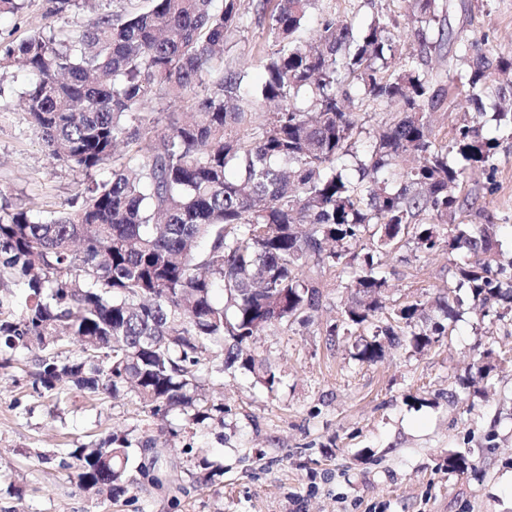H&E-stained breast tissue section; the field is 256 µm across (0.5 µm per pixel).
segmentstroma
Segmentation results:
<instances>
[{
  "label": "stroma",
  "mask_w": 512,
  "mask_h": 512,
  "mask_svg": "<svg viewBox=\"0 0 512 512\" xmlns=\"http://www.w3.org/2000/svg\"><path fill=\"white\" fill-rule=\"evenodd\" d=\"M45 0H26L0 16V46L27 38L43 23ZM364 23L376 13L397 23L402 53L414 50L406 32L409 0H316L305 35L314 37L323 12ZM447 21L455 35H488L494 49L512 53V0H450ZM266 25L251 24L234 38L231 62L252 82L271 50ZM28 83L15 67L0 79V205L58 209L81 190L74 165L54 159L18 105ZM474 115L466 93H448L444 111L431 116L438 140L449 141ZM496 138L495 192L483 216L457 214L456 222L500 224L499 258L512 264V129L486 126ZM388 309L421 301L428 319L440 314L434 299L455 285L459 259L438 249L415 258L412 245L383 256ZM340 269L325 270L320 308L309 322L272 326L248 343L270 358L274 390L236 369L212 373L196 396L223 403V426L193 424L179 410L153 415L133 392L88 401L65 390L60 402L37 397L28 372L34 353L18 351L0 368V512H512V330L476 313L470 300L455 308L450 333L424 350L388 348L382 361L355 356V337L332 336L349 295ZM491 350L490 383L474 380L478 349ZM132 442L154 441L137 457L159 477L110 500L84 492L74 470L37 459L108 432ZM224 466L215 485L193 483L195 455ZM465 455L467 471L448 470L449 455Z\"/></svg>",
  "instance_id": "1"
}]
</instances>
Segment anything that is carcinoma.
Returning <instances> with one entry per match:
<instances>
[{"label": "carcinoma", "instance_id": "cac0c4a2", "mask_svg": "<svg viewBox=\"0 0 512 512\" xmlns=\"http://www.w3.org/2000/svg\"><path fill=\"white\" fill-rule=\"evenodd\" d=\"M315 0H150L144 9L98 10L95 0H46L51 24L0 51V71L30 75L21 93L28 122L53 158L84 176L68 207L0 209V351H44L29 372L41 398L68 384L84 395L129 389L155 413L193 409V420L224 423V404L203 406L191 391L214 370L244 369L268 390L270 362L243 344L274 324L307 322L322 299L319 275L350 279L342 324L376 336L409 337L423 350L448 333L417 327L424 304L384 317L381 250L448 248L463 259L457 289L484 317L512 312V275L497 255L501 224H450L493 192L497 140L483 118L512 126V54L488 37L455 41L442 74L423 53L452 39L449 5L415 0L419 53H398L384 14L357 29L327 13L313 43L304 38ZM268 25L273 49L252 88L224 65L250 20ZM466 89L476 115L440 144L431 115L448 91ZM186 104L190 115L171 111ZM388 117L371 130L355 108ZM221 291L223 300L215 298ZM74 340L76 357L63 356ZM223 353L221 365L211 359ZM355 356L375 363L383 345ZM131 442L115 434L57 455L85 492L129 491ZM221 465L202 457L191 477L213 485Z\"/></svg>", "mask_w": 512, "mask_h": 512}]
</instances>
